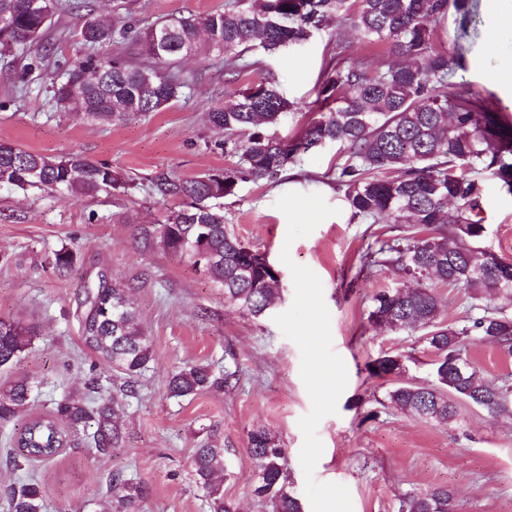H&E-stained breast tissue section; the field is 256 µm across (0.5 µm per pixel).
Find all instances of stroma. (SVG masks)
<instances>
[{"label": "stroma", "mask_w": 512, "mask_h": 512, "mask_svg": "<svg viewBox=\"0 0 512 512\" xmlns=\"http://www.w3.org/2000/svg\"><path fill=\"white\" fill-rule=\"evenodd\" d=\"M94 2L99 16L129 21L139 31L172 14L224 8V0ZM460 20V14L449 12L444 26L449 37L460 40L463 77L512 119V85L495 77L499 49L490 40L486 0H474L467 36L459 34ZM81 23L80 16L62 13L45 46H19L0 55V141L43 154L84 153L109 163L130 189L76 199L0 185V318L20 322L36 336L18 362L0 370V383L35 382L38 412L50 411L64 392L86 391L93 378L101 394H111L114 375L84 347L76 313L85 282L100 273L130 285V300L153 341V357L137 395L119 399L125 438L109 454L89 447L85 437L94 431L89 425L85 436L52 461L17 467L12 428L0 425V500L7 489L32 477L43 491V512H113L108 481L123 471L150 489L141 512H208L192 468L195 448L206 444L224 451L232 473L224 494L238 512H268L252 493L255 465L245 451L249 432L257 428L287 449L288 480L303 497L298 422L311 400L300 375V350L274 321L295 295L291 272L280 259L286 248L292 262L310 268L322 283L332 348L348 376L336 414L317 428L324 450L315 479L346 486L353 512H398L405 493L443 486L455 492L457 512H512V412L492 416L463 402L457 421L443 425L382 405L391 381L372 377L370 363L386 353L404 355L405 379L428 384L433 357L424 351L418 331H392L368 320L373 294L399 286L403 276L392 267L379 273L363 268L361 257L384 226L353 217L333 188L329 174L338 161L337 145L304 155L275 181L239 183L224 199L228 227L281 274L280 299L263 317L243 315L226 303L220 284L187 257L135 238L137 225L161 223L171 206L152 189L158 176L187 179L230 165L222 149L224 134L208 120L225 94L260 80L267 70L289 100L313 104L330 58L333 23L313 31L304 45L265 57L263 70L245 72L234 84L226 82L217 57L182 60L179 67L192 81L189 95L118 125H96L62 111L49 78L34 66L36 56L45 53L61 61L75 57ZM288 192L321 194L337 213L310 235L286 243L287 219L275 203ZM481 217L488 229L484 247L512 259V195L496 179L485 182ZM64 246L76 251L77 263L61 275L47 258ZM188 362L217 373L237 372L239 381L171 396L168 378Z\"/></svg>", "instance_id": "1"}]
</instances>
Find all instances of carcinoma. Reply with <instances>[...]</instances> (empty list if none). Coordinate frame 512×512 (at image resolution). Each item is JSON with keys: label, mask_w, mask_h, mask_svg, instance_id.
Instances as JSON below:
<instances>
[{"label": "carcinoma", "mask_w": 512, "mask_h": 512, "mask_svg": "<svg viewBox=\"0 0 512 512\" xmlns=\"http://www.w3.org/2000/svg\"><path fill=\"white\" fill-rule=\"evenodd\" d=\"M451 6L464 17L470 14L467 0H225L222 11L171 15L136 32L126 22L94 18L89 0H68L64 6L60 0H0V48L42 42L63 7L85 11L80 29L85 52L62 65L66 80L51 77L53 98L66 111L83 109L91 121L112 125L147 117L186 93L190 83L177 64L189 44L207 55L209 42H224V71L231 83L260 65L250 55L300 44L329 19L337 30H354L366 43L403 58L401 65L372 71L337 38L321 75L319 94L327 109L313 114L302 136L289 143L272 128L294 104L273 76L225 97L208 118L224 132V154L235 162L195 178L154 182L153 189L177 200L178 207L162 224L140 225L137 236L186 255L195 266L196 256H201L203 273L224 288V300L248 316L261 317L279 298L278 279L265 266V255L227 231L223 199L241 181L273 180L303 155L326 144L340 145L342 160L333 183L353 217L403 228V236L392 243L383 240L367 253L364 265L376 271L393 266L412 281L376 292L368 320L390 330H423L420 341L435 360L434 383L398 382L387 401L402 413L448 425L457 419L456 397L491 414L506 412L512 404V374L491 383L466 352L470 344H487L512 358V287H505L512 283V262L474 246L485 235L480 213L486 177L499 179L512 193V124L471 83L448 82L462 67L461 48H446L438 34ZM153 31L166 35L165 45H155ZM110 42L134 44L137 61L95 53ZM1 184L22 191H65L76 198L126 188L109 164L78 152L44 155L6 141L0 142ZM450 202L456 205L452 219ZM472 259L483 267L477 275L467 273ZM76 261L74 251L63 246L52 253L49 264L62 274ZM431 278L471 293L463 327L440 319L441 300L426 285ZM479 299L494 305L481 308L475 304ZM82 306L84 344L119 374L127 392H134L152 359L153 343L129 303L127 287L102 277L85 287ZM32 340L30 330L0 319V367L18 360ZM453 358L466 362L464 374L445 367ZM372 366L373 375L387 377L401 372L403 363L400 355L386 353ZM234 377L227 371L218 379L205 366L186 364L170 376L168 388L183 397ZM20 418L23 423L14 429L13 442L26 462L54 459L88 421L94 422L93 443L100 453L112 451L124 438L114 397L91 402L72 394L51 411L36 414L32 383L26 379L0 385V425ZM247 452L257 468L253 493L272 512H302L287 485L286 449L258 428L249 433ZM193 465L209 512H237L215 478L220 471L229 476L224 449H196ZM109 490L115 512H136L149 496L146 483L120 472L112 474ZM6 498L8 512H43L41 487L35 481ZM401 512H455V497L446 487L409 493Z\"/></svg>", "instance_id": "1"}]
</instances>
